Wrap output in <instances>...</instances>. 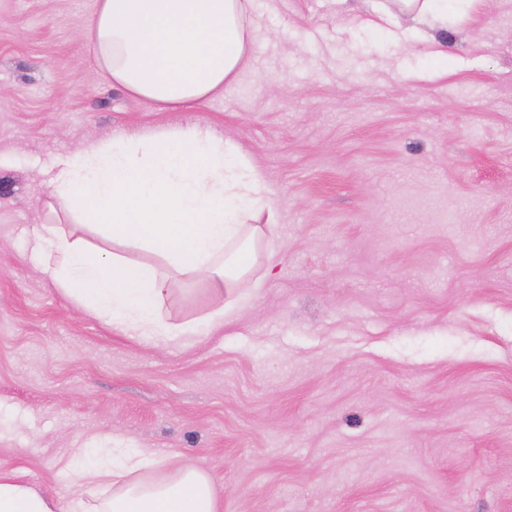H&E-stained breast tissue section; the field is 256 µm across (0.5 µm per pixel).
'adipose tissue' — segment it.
<instances>
[{"mask_svg": "<svg viewBox=\"0 0 512 512\" xmlns=\"http://www.w3.org/2000/svg\"><path fill=\"white\" fill-rule=\"evenodd\" d=\"M250 0H96L86 26L93 55L113 85L162 109L194 111L253 62ZM59 207L98 226L111 250L91 251L53 224L33 225V250L59 291L122 332L157 344L187 339L196 325L162 315L174 274L204 273L229 302L258 287L259 241L278 213L261 172L240 147L192 123L114 135L60 159L48 179ZM126 247L153 261L123 255ZM143 449L113 457L86 449L58 502L0 474V512H221L212 475L192 461L156 480Z\"/></svg>", "mask_w": 512, "mask_h": 512, "instance_id": "ef3b65f1", "label": "adipose tissue"}]
</instances>
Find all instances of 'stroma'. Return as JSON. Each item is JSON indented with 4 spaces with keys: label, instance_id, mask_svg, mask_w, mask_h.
<instances>
[{
    "label": "stroma",
    "instance_id": "stroma-1",
    "mask_svg": "<svg viewBox=\"0 0 512 512\" xmlns=\"http://www.w3.org/2000/svg\"><path fill=\"white\" fill-rule=\"evenodd\" d=\"M392 0H253L254 65L193 112L112 86L95 0H0V473L58 500L92 442L211 473L222 512H512V0L422 39ZM202 122L274 193L258 288L185 345L116 330L32 253L47 172ZM182 277L164 317L224 304Z\"/></svg>",
    "mask_w": 512,
    "mask_h": 512
}]
</instances>
